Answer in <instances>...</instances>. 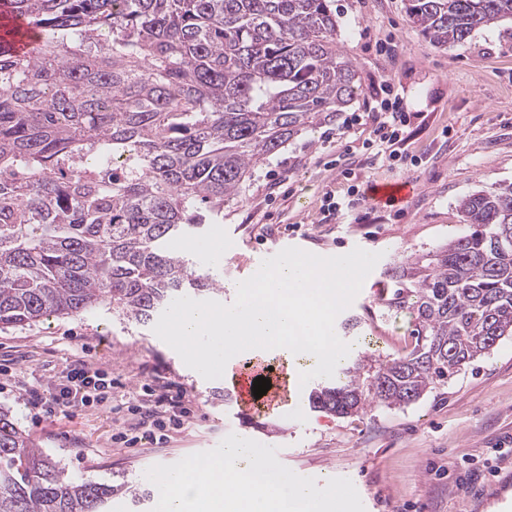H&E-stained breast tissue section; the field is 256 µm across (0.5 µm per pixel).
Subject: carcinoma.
<instances>
[{"label": "carcinoma", "mask_w": 512, "mask_h": 512, "mask_svg": "<svg viewBox=\"0 0 512 512\" xmlns=\"http://www.w3.org/2000/svg\"><path fill=\"white\" fill-rule=\"evenodd\" d=\"M37 38L0 36V327L103 304L148 323L221 291L176 248L224 221L254 170L359 96L331 0H4ZM430 46L512 0H405ZM467 233L385 271L411 347L363 352L309 406L405 407L512 335V184L459 202ZM0 409V512H108Z\"/></svg>", "instance_id": "cac0c4a2"}]
</instances>
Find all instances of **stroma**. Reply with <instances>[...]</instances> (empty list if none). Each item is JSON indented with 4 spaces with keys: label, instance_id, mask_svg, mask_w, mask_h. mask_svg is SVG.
Here are the masks:
<instances>
[{
    "label": "stroma",
    "instance_id": "stroma-1",
    "mask_svg": "<svg viewBox=\"0 0 512 512\" xmlns=\"http://www.w3.org/2000/svg\"><path fill=\"white\" fill-rule=\"evenodd\" d=\"M340 42L358 72L352 104L361 113L387 91L399 93L414 118L396 145L417 167L372 163L363 144L366 124L344 126L337 115L302 132L270 156L245 182L224 221L204 238L224 243L208 260L229 305L238 282L255 272L260 253L281 246L322 256L360 248L381 258L341 319L359 325L346 343L401 352L411 330L408 314L381 299L384 272L411 254H425L467 231L461 198L512 183V22L476 30L464 44L431 47L408 20L404 0H334ZM338 134L324 144V134ZM338 168H330L331 160ZM408 180L399 208L361 205L338 215L325 197H343L349 184ZM76 360L112 376V409L84 407L51 417L26 403L30 388L46 389ZM0 407L39 448L64 460L76 481L112 486L109 512H153L154 485L145 471L211 450L229 434L276 448L278 460L324 487L344 477L365 512H512V336L462 369L447 385L401 408L375 406L340 418L301 403L289 419L234 417L235 399L223 380L187 367L154 332L105 306L81 317H52L0 328ZM168 385L185 396L190 416L166 443L139 434L137 443L113 442L118 408L134 403L142 385ZM146 492L133 504L132 490Z\"/></svg>",
    "mask_w": 512,
    "mask_h": 512
}]
</instances>
